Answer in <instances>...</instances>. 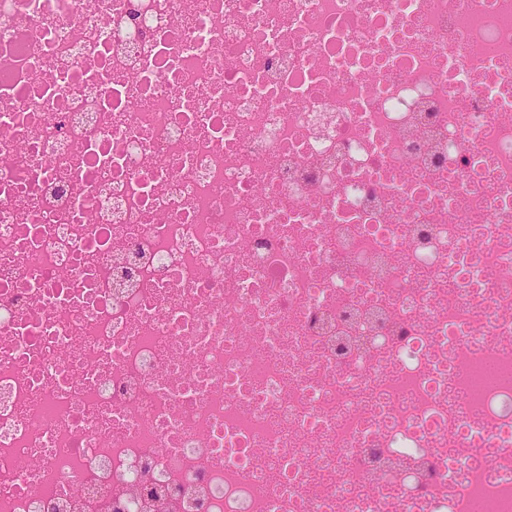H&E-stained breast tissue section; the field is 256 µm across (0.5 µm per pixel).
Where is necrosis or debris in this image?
Returning a JSON list of instances; mask_svg holds the SVG:
<instances>
[{
    "mask_svg": "<svg viewBox=\"0 0 512 512\" xmlns=\"http://www.w3.org/2000/svg\"><path fill=\"white\" fill-rule=\"evenodd\" d=\"M0 512H512V0H0Z\"/></svg>",
    "mask_w": 512,
    "mask_h": 512,
    "instance_id": "obj_1",
    "label": "necrosis or debris"
}]
</instances>
